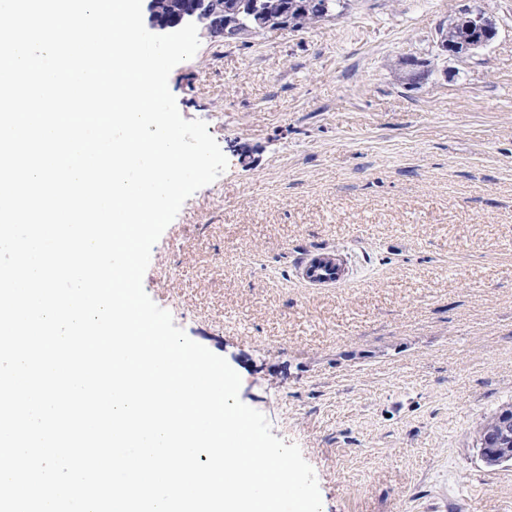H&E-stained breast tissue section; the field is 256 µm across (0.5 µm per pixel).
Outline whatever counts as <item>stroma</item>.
Wrapping results in <instances>:
<instances>
[{
  "label": "stroma",
  "mask_w": 512,
  "mask_h": 512,
  "mask_svg": "<svg viewBox=\"0 0 512 512\" xmlns=\"http://www.w3.org/2000/svg\"><path fill=\"white\" fill-rule=\"evenodd\" d=\"M496 35L464 57L469 7ZM168 86L228 161L143 287L296 443L322 512H512L480 428L512 405V0H349L241 41L200 33ZM431 59L417 85L404 59ZM342 277L308 280L318 254Z\"/></svg>",
  "instance_id": "stroma-1"
}]
</instances>
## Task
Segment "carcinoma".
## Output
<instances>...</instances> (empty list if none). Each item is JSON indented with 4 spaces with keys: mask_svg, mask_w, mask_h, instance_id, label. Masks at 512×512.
<instances>
[{
    "mask_svg": "<svg viewBox=\"0 0 512 512\" xmlns=\"http://www.w3.org/2000/svg\"><path fill=\"white\" fill-rule=\"evenodd\" d=\"M344 0H241V10L231 13L237 20V38L256 33L254 20L261 16L270 26L304 28L340 14Z\"/></svg>",
    "mask_w": 512,
    "mask_h": 512,
    "instance_id": "carcinoma-1",
    "label": "carcinoma"
}]
</instances>
